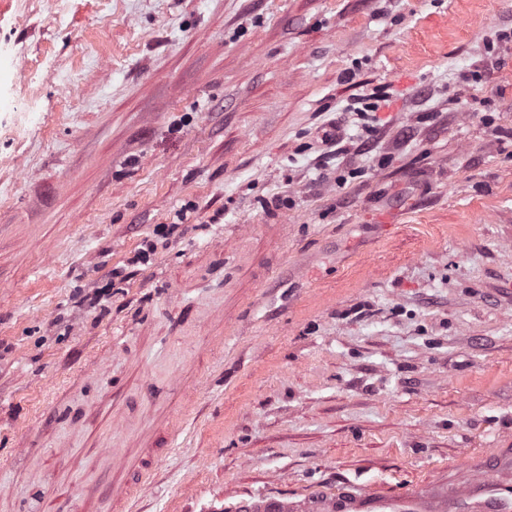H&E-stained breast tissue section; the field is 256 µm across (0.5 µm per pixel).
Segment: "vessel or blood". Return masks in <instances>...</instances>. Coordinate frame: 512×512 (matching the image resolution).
Wrapping results in <instances>:
<instances>
[{
  "mask_svg": "<svg viewBox=\"0 0 512 512\" xmlns=\"http://www.w3.org/2000/svg\"><path fill=\"white\" fill-rule=\"evenodd\" d=\"M160 454L148 449L136 460L114 454L127 478L145 486ZM245 512H512V442H500L492 453L467 455L439 479L397 495L372 489L339 488L299 501L260 495Z\"/></svg>",
  "mask_w": 512,
  "mask_h": 512,
  "instance_id": "b4317fda",
  "label": "vessel or blood"
}]
</instances>
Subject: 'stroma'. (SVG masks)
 I'll use <instances>...</instances> for the list:
<instances>
[{
	"label": "stroma",
	"mask_w": 512,
	"mask_h": 512,
	"mask_svg": "<svg viewBox=\"0 0 512 512\" xmlns=\"http://www.w3.org/2000/svg\"><path fill=\"white\" fill-rule=\"evenodd\" d=\"M510 28L512 0H0V512H105L114 448L168 447L128 512H237L512 435Z\"/></svg>",
	"instance_id": "obj_1"
}]
</instances>
